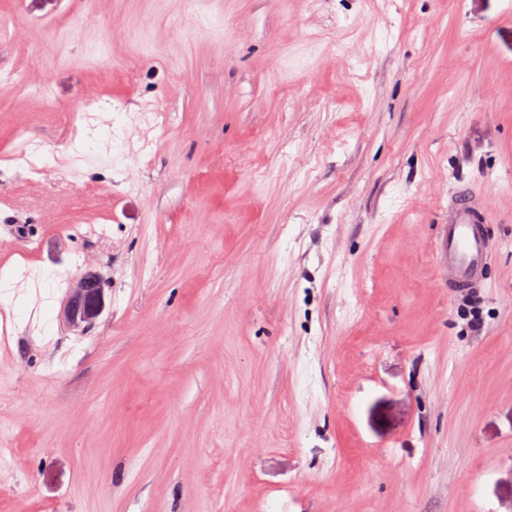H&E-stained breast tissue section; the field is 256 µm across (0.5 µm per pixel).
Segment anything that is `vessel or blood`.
<instances>
[{
  "mask_svg": "<svg viewBox=\"0 0 512 512\" xmlns=\"http://www.w3.org/2000/svg\"><path fill=\"white\" fill-rule=\"evenodd\" d=\"M486 209L474 203L468 185H459L448 205V222L443 227L437 250L447 266L448 285L463 291L476 287L490 254L484 229Z\"/></svg>",
  "mask_w": 512,
  "mask_h": 512,
  "instance_id": "obj_1",
  "label": "vessel or blood"
}]
</instances>
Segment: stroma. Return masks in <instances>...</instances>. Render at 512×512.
<instances>
[{
    "mask_svg": "<svg viewBox=\"0 0 512 512\" xmlns=\"http://www.w3.org/2000/svg\"><path fill=\"white\" fill-rule=\"evenodd\" d=\"M0 71V512H512V0H0ZM486 222V207L478 208L470 187L459 185L448 204V224H443L437 243V252L447 266L448 288H454V292L481 283L490 254ZM80 288H82L84 301L76 309V317L83 319V321L90 320L99 310L102 287L98 280L89 278L83 281Z\"/></svg>",
    "mask_w": 512,
    "mask_h": 512,
    "instance_id": "obj_1",
    "label": "stroma"
}]
</instances>
